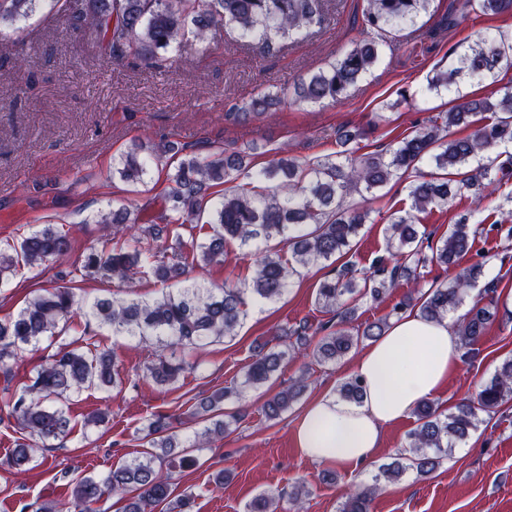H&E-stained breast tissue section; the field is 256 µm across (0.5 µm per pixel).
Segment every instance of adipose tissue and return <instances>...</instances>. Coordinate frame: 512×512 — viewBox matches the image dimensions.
I'll return each instance as SVG.
<instances>
[{
	"label": "adipose tissue",
	"instance_id": "obj_1",
	"mask_svg": "<svg viewBox=\"0 0 512 512\" xmlns=\"http://www.w3.org/2000/svg\"><path fill=\"white\" fill-rule=\"evenodd\" d=\"M462 350L451 320L430 322L419 311L392 319L383 336L357 356L353 372L365 387L360 403L323 394L302 410L293 440L302 456L350 472L369 464L386 428L439 395Z\"/></svg>",
	"mask_w": 512,
	"mask_h": 512
}]
</instances>
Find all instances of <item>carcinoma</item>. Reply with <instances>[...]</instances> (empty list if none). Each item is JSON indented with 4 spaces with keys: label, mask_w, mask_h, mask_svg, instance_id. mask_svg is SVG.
<instances>
[{
    "label": "carcinoma",
    "mask_w": 512,
    "mask_h": 512,
    "mask_svg": "<svg viewBox=\"0 0 512 512\" xmlns=\"http://www.w3.org/2000/svg\"><path fill=\"white\" fill-rule=\"evenodd\" d=\"M40 0H0V28L28 17ZM59 13L72 16L76 26L88 32L101 54L109 58L156 61L169 52H179L186 34L197 42L209 39L219 23H227L242 38L257 41L269 52L281 42L295 40L313 25L321 23L322 0H52ZM431 0H366L363 27L368 38L337 57L327 68L300 79L295 99L316 103L336 99L366 74L379 58L380 40L405 26L414 25ZM484 14L512 13V0H477ZM512 64V38L501 35L481 39L457 54L451 69L433 81L436 87H451L454 76L464 72L481 78L492 77L502 65ZM282 89L251 99L240 112H228L227 119L248 124L288 98ZM491 116H486V113ZM482 115L480 123L465 137L453 138L449 129ZM364 137V132L338 134L342 150L313 161L282 155L255 169L256 147L228 156L215 152L205 156L184 155L172 141L150 144L134 141L121 155L112 175L127 183H141L152 158H178L171 173L170 190L162 197L158 214L143 221L126 207L101 215L106 225L100 245L90 248L80 266L57 273L62 284L31 299L16 315L0 322V370L26 346L52 336L59 322L68 318L76 303L73 284L87 279L124 281L132 275L170 283L173 288L150 301L114 297L99 299L84 311L86 324L98 322L112 328V335L144 340L154 337L168 344L202 348L217 339L233 337L246 313L247 300L276 302L300 276V269L330 261L346 254L352 246L368 211L349 204L354 193H370L415 173L408 186L410 208L386 227V254L377 257L370 274L357 279L355 270L344 267L324 278L316 290V301L330 319L313 327L303 322L291 331L294 340L273 350L267 343L255 346L252 361L243 377L202 399L194 417L211 423L195 441L201 447L211 436L238 424L243 416L228 412L224 402L241 399L250 391L266 386L281 371L284 361L307 348L319 365L333 364L364 340H375L389 327V317L356 327L360 301L381 299L400 281L411 284L410 292L396 303L391 315L419 309L428 320L441 321L455 313L477 286L485 262L461 269L446 284L424 283L430 258L425 253L426 232L416 224L415 214L429 207L448 204L455 190L474 189L480 193L512 175L505 164H496L490 151L512 143V91L495 102L458 96L450 111L431 116L398 142L389 158L357 157L347 145ZM429 163L440 173L425 174L419 165ZM242 176L247 182L231 189L224 185ZM189 224L208 226L201 240L183 239L181 230ZM477 229L454 224L435 247L438 262L452 268L471 248ZM174 239L176 248L168 256L161 244ZM255 249L258 259L248 284L226 282L217 285L190 276L196 267L224 263L231 245ZM71 249L69 234L45 226L24 237L14 253L0 251V285L16 271L19 263L49 265ZM491 319L489 306L473 299L457 320L461 346L472 353L485 336ZM159 386L178 381L185 371L180 362L163 355L147 367ZM123 384L115 356L107 350L89 359L76 348L63 347L36 373L23 392L7 401L18 422L41 443L66 437L71 419L62 408L45 405L52 397H64L97 386L115 388ZM307 377L299 376L287 388L271 395L261 411L276 419L299 400ZM348 403L363 399L364 386L356 377L336 389ZM512 401V357L504 359L474 400H463L448 413L428 400L413 414L417 427L393 460L378 468L372 482L355 487L340 512H370V504L381 481L395 482L413 470L421 477L431 475L455 447L477 431L480 414L496 412ZM149 428L155 434L154 450L112 468L98 480L85 477L72 489L80 512L104 495L125 501L123 512H193L194 495L175 494L170 477L153 468L156 459L180 467V435L172 430L168 417L156 416ZM33 445H17L9 465L22 472L32 460ZM279 495L263 492L246 505V512H279Z\"/></svg>",
    "instance_id": "obj_1"
}]
</instances>
